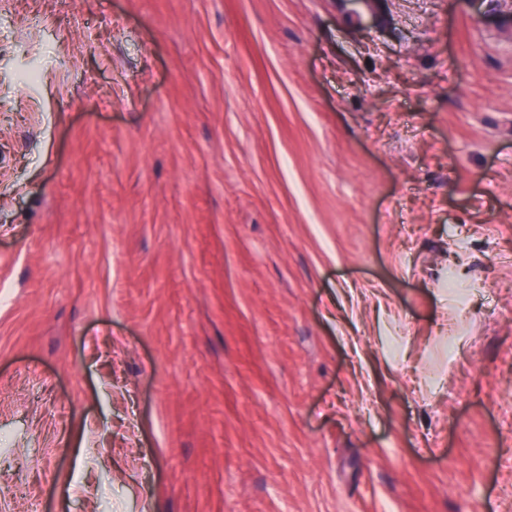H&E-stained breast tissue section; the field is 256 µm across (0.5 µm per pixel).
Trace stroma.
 Segmentation results:
<instances>
[{
	"label": "stroma",
	"mask_w": 512,
	"mask_h": 512,
	"mask_svg": "<svg viewBox=\"0 0 512 512\" xmlns=\"http://www.w3.org/2000/svg\"><path fill=\"white\" fill-rule=\"evenodd\" d=\"M31 496L512 512V0H0Z\"/></svg>",
	"instance_id": "1"
}]
</instances>
